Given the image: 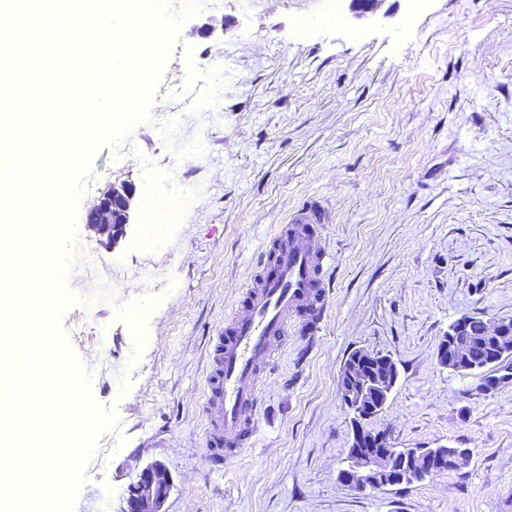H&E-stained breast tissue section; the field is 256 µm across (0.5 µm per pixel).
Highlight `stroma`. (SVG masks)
Listing matches in <instances>:
<instances>
[{
  "label": "stroma",
  "instance_id": "1",
  "mask_svg": "<svg viewBox=\"0 0 512 512\" xmlns=\"http://www.w3.org/2000/svg\"><path fill=\"white\" fill-rule=\"evenodd\" d=\"M205 0L155 86L151 122L101 147L76 205L71 302L56 324L114 408L72 512H120L150 462L172 477L166 512H512V382L441 368L455 320H512V0ZM151 196L122 240L86 226L110 186ZM330 293L318 333L292 334L261 379L254 445L223 468L205 450L209 342L235 311L269 236L302 202ZM399 377L369 430L398 448L472 449L462 471L409 485L343 486L349 352Z\"/></svg>",
  "mask_w": 512,
  "mask_h": 512
}]
</instances>
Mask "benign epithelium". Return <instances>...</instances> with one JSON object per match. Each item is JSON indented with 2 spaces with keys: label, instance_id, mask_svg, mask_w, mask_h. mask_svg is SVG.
<instances>
[{
  "label": "benign epithelium",
  "instance_id": "7a95c632",
  "mask_svg": "<svg viewBox=\"0 0 512 512\" xmlns=\"http://www.w3.org/2000/svg\"><path fill=\"white\" fill-rule=\"evenodd\" d=\"M136 190L127 184L114 185L105 192L87 216V228L108 243H114L125 235L126 225L130 223L132 205ZM470 320L462 316L449 328V336L456 337L454 352H448V336L440 339L436 361L439 366H448L457 371L471 373L475 366L471 364L468 347L462 336ZM488 336L509 337L512 335V321L483 322ZM356 358L362 362L377 360L380 369L362 370L344 369L340 372L348 377L347 384L341 386L340 398L352 414V437L347 448V466L339 472V480L348 487L358 489H385L399 485L404 480H415L417 471L399 467L398 449L390 444L381 443L379 452L371 457L360 454L359 449L372 444V438L364 426V421L378 415L385 407L396 385L398 374L395 361L367 349L357 350ZM483 390H493L512 381V368L506 372H494L482 376ZM172 486V477L166 466L153 462L144 467L136 479L126 489L124 506L120 512H165L164 504Z\"/></svg>",
  "mask_w": 512,
  "mask_h": 512
}]
</instances>
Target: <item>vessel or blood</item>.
I'll return each mask as SVG.
<instances>
[{
    "instance_id": "obj_1",
    "label": "vessel or blood",
    "mask_w": 512,
    "mask_h": 512,
    "mask_svg": "<svg viewBox=\"0 0 512 512\" xmlns=\"http://www.w3.org/2000/svg\"><path fill=\"white\" fill-rule=\"evenodd\" d=\"M329 216L310 199L295 210L259 257V273L237 310L212 340L203 402L211 463L240 456L253 444L262 399L258 383L275 366L293 328L318 329L328 297L327 255L315 239Z\"/></svg>"
}]
</instances>
